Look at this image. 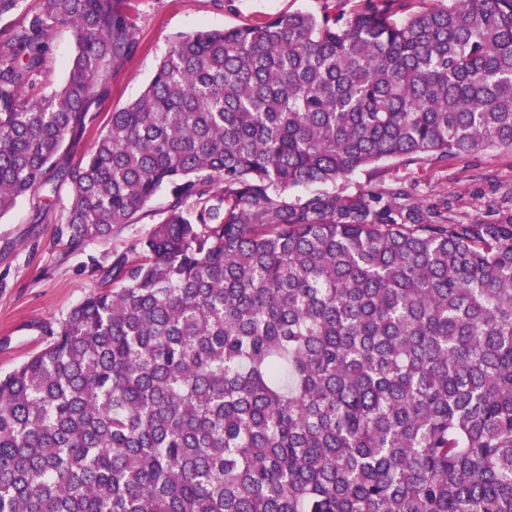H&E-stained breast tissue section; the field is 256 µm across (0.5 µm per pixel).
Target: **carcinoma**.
<instances>
[{"mask_svg":"<svg viewBox=\"0 0 512 512\" xmlns=\"http://www.w3.org/2000/svg\"><path fill=\"white\" fill-rule=\"evenodd\" d=\"M324 2L174 41L67 166L129 4L39 0L0 30V218L56 176L77 251L171 194L0 377V512H512V209L287 197L512 152V0ZM74 52L75 43L70 29L60 26L56 32L44 79L46 92L58 89L63 84Z\"/></svg>","mask_w":512,"mask_h":512,"instance_id":"cac0c4a2","label":"carcinoma"}]
</instances>
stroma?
Returning <instances> with one entry per match:
<instances>
[{"label":"stroma","instance_id":"35a3bbf8","mask_svg":"<svg viewBox=\"0 0 512 512\" xmlns=\"http://www.w3.org/2000/svg\"><path fill=\"white\" fill-rule=\"evenodd\" d=\"M323 0H133L137 41L126 60L108 64L92 106L97 119L75 143L64 145L60 157L70 164L86 156L113 111L136 100L148 87L157 64L181 36L200 30L224 29L267 17L303 10L320 12ZM75 52L72 33L59 27L49 56L46 90L64 82ZM404 184L413 197L448 201L449 220L472 224L488 220L490 199H512V152L485 150L449 158L441 163L383 161L329 184L301 186L289 191V201L318 193L353 195ZM71 187L52 181L50 192L36 191L20 199L0 218V373L11 371L45 343L42 327L66 318L93 291L98 267L109 266L145 239L170 201L160 190L147 212L132 224L119 226L109 237L70 251L57 237Z\"/></svg>","mask_w":512,"mask_h":512}]
</instances>
